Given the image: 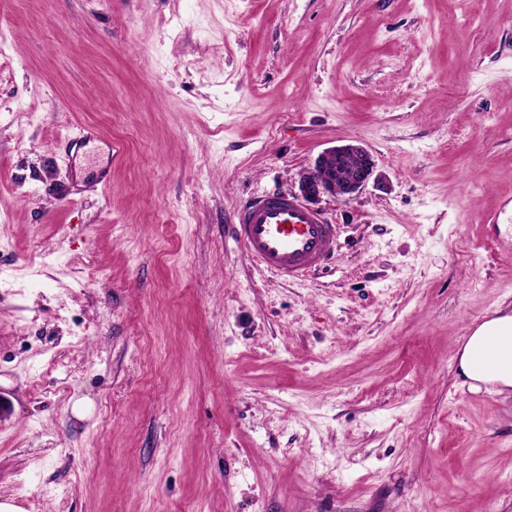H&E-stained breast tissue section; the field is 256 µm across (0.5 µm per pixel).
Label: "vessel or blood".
I'll return each mask as SVG.
<instances>
[{
    "label": "vessel or blood",
    "mask_w": 512,
    "mask_h": 512,
    "mask_svg": "<svg viewBox=\"0 0 512 512\" xmlns=\"http://www.w3.org/2000/svg\"><path fill=\"white\" fill-rule=\"evenodd\" d=\"M234 233L259 265L289 279L308 277L338 246L336 225L280 191L250 198L238 212Z\"/></svg>",
    "instance_id": "obj_1"
}]
</instances>
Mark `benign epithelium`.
I'll use <instances>...</instances> for the list:
<instances>
[{
  "instance_id": "obj_1",
  "label": "benign epithelium",
  "mask_w": 512,
  "mask_h": 512,
  "mask_svg": "<svg viewBox=\"0 0 512 512\" xmlns=\"http://www.w3.org/2000/svg\"><path fill=\"white\" fill-rule=\"evenodd\" d=\"M375 163L356 140L329 148L298 179L299 196L311 204L324 196L349 198L374 176Z\"/></svg>"
}]
</instances>
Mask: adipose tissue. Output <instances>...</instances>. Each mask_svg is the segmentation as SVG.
<instances>
[{"instance_id": "adipose-tissue-1", "label": "adipose tissue", "mask_w": 512, "mask_h": 512, "mask_svg": "<svg viewBox=\"0 0 512 512\" xmlns=\"http://www.w3.org/2000/svg\"><path fill=\"white\" fill-rule=\"evenodd\" d=\"M459 367L472 382L512 387V313L487 320L471 333Z\"/></svg>"}]
</instances>
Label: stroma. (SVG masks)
Instances as JSON below:
<instances>
[{
    "label": "stroma",
    "mask_w": 512,
    "mask_h": 512,
    "mask_svg": "<svg viewBox=\"0 0 512 512\" xmlns=\"http://www.w3.org/2000/svg\"><path fill=\"white\" fill-rule=\"evenodd\" d=\"M350 139L335 258L261 268L243 203ZM508 196L512 0H0V502L512 512L457 361Z\"/></svg>",
    "instance_id": "1"
}]
</instances>
